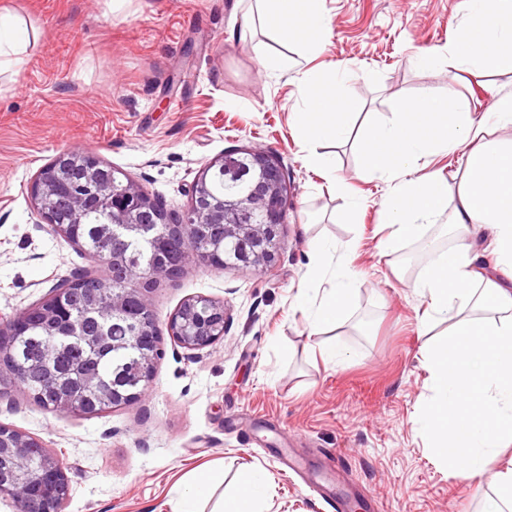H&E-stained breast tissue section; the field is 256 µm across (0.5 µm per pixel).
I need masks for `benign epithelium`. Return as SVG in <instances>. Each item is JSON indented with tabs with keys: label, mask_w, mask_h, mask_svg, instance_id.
<instances>
[{
	"label": "benign epithelium",
	"mask_w": 512,
	"mask_h": 512,
	"mask_svg": "<svg viewBox=\"0 0 512 512\" xmlns=\"http://www.w3.org/2000/svg\"><path fill=\"white\" fill-rule=\"evenodd\" d=\"M251 159L252 187L244 197L215 198L208 189V174L224 169V158L210 163L196 177L191 187V205L178 220L168 213L133 181H123L112 167L91 152L68 153L42 168L30 186L36 215L67 241L78 242V225L90 212L102 216L103 240L112 249L102 258L112 264V292L94 298L89 311L107 327L113 311L126 309L135 326L134 343L148 346L143 365L153 373L161 355V336L152 311L149 294L161 278H175L187 262L195 259L217 271L236 267L244 273L275 266L281 234L288 211V184L280 161L271 151L254 146L242 149ZM201 236L210 238L212 249L200 255L194 243ZM234 241L237 251L228 261L220 251L221 243ZM138 243L162 256L155 264L138 272L126 264V247ZM81 277L75 276L52 290V297L0 322V340L17 336L27 322L37 319L47 336L57 338L61 308L57 299L73 290ZM224 304L198 296L184 302L168 322L170 337L188 350L212 345L224 336ZM25 391L21 375L0 347V376ZM86 385L104 398L128 404L132 396L120 397L106 383L91 375ZM55 409L75 411V395L55 387ZM42 455L41 473L30 466L34 454ZM10 475L11 499L15 512H59L60 503L70 497V483L63 461L37 444L26 433L0 428V473Z\"/></svg>",
	"instance_id": "benign-epithelium-1"
}]
</instances>
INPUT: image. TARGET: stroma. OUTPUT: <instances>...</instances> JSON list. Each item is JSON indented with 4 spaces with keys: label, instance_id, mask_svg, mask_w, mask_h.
<instances>
[{
    "label": "stroma",
    "instance_id": "35a3bbf8",
    "mask_svg": "<svg viewBox=\"0 0 512 512\" xmlns=\"http://www.w3.org/2000/svg\"><path fill=\"white\" fill-rule=\"evenodd\" d=\"M459 0H324L329 25L321 53L302 68L344 69L354 126L390 118L396 98L425 92L490 102L512 90V72L449 79L419 68L462 22ZM235 0H0L37 31L18 75L0 73V318L46 298L62 280L108 276L89 256L41 224L29 187L61 154L83 149L141 184L174 217L191 203L200 171L225 152L262 145L280 157L290 191L280 257L243 275L189 262L149 296L159 328L188 299L224 303L222 339L189 351L163 338L146 393L112 411L84 415L44 409L0 384V425L36 438L63 459L70 480L65 512H171L174 488L190 473L224 472V492L241 473L261 471L274 494L261 512H333L337 495L366 512H480L483 494L432 458L413 430L422 395L425 309L412 283L454 243L447 216L388 253L379 203L394 186L366 171L357 137L325 143L332 159L304 162L292 113L300 95L288 74L261 68L278 51L256 26L240 40ZM344 178L364 208L347 216L330 184ZM349 248L360 276L345 322L310 334L298 290L311 244ZM336 343L337 365L319 350ZM336 482L313 491L327 467Z\"/></svg>",
    "mask_w": 512,
    "mask_h": 512
}]
</instances>
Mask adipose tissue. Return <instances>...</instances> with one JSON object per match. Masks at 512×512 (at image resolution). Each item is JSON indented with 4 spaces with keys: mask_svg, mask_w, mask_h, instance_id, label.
<instances>
[{
    "mask_svg": "<svg viewBox=\"0 0 512 512\" xmlns=\"http://www.w3.org/2000/svg\"><path fill=\"white\" fill-rule=\"evenodd\" d=\"M458 10L463 27L450 38L446 54L422 50L418 64L430 70L445 65L456 76L512 71V0H459ZM257 22L281 42H300L315 54L329 19L321 0H255L240 27L246 32ZM27 32L22 18L0 11V67L18 60ZM344 76L336 67L328 74L305 70L297 78L294 126L308 165L327 166L318 146L345 140L351 130L353 105L341 91ZM393 108L391 119L361 131L366 169L396 182L379 204L380 221L390 230L382 247L417 236L444 213L457 236L413 284L426 304L423 331L449 325L426 356L431 393L420 403L415 432L439 464L469 483L482 485L493 474L494 492L483 512H512V466L497 467L502 450L512 447V290L501 284L512 280V92L493 93L481 112L454 94L399 98ZM437 151L458 155L454 175L421 171L420 160ZM475 225L486 227L489 238H473ZM313 249L309 279L322 278L327 259L338 260L321 296L305 288L299 293L311 332L326 333L345 320L358 272L348 253L333 255L319 241ZM267 494L265 479L246 471L216 512H255Z\"/></svg>",
    "mask_w": 512,
    "mask_h": 512,
    "instance_id": "adipose-tissue-1",
    "label": "adipose tissue"
}]
</instances>
